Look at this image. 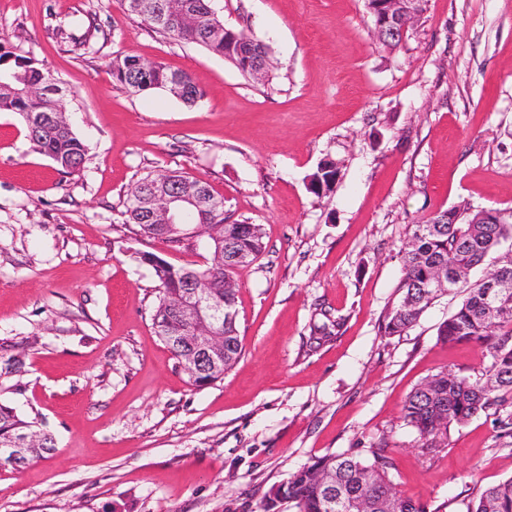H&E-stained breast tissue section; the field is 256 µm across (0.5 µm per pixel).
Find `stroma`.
I'll list each match as a JSON object with an SVG mask.
<instances>
[{"label": "stroma", "instance_id": "1", "mask_svg": "<svg viewBox=\"0 0 512 512\" xmlns=\"http://www.w3.org/2000/svg\"><path fill=\"white\" fill-rule=\"evenodd\" d=\"M226 26L267 48L274 78L243 76L157 33L120 0H0V41L51 71L88 148L63 174L0 112V403L56 446L0 470V512H261L316 458L385 445L389 476L427 512H466L512 478L496 409L420 447L410 392L490 356L438 331L462 290L400 336L380 330L411 223L468 203L512 209V0H428L404 47L378 43L364 0H217ZM133 53L190 74L202 99L134 95L109 63ZM335 159L332 192L309 177ZM180 169L261 225L241 268L242 356L192 386L156 336L151 252L200 268L123 221L138 179ZM345 325L307 352L317 308Z\"/></svg>", "mask_w": 512, "mask_h": 512}]
</instances>
